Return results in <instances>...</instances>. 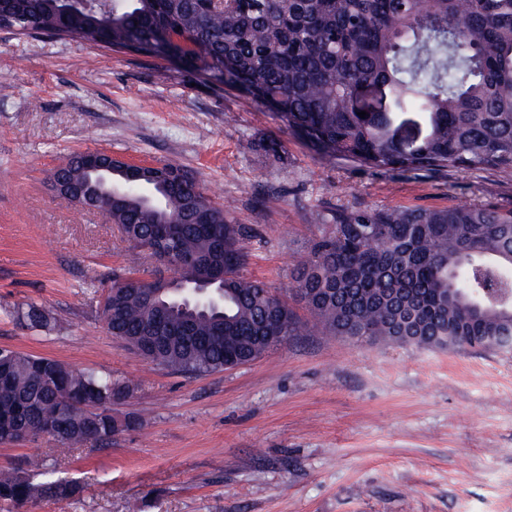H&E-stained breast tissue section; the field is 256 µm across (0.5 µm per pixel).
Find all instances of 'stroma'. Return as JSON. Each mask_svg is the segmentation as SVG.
<instances>
[{
    "instance_id": "stroma-1",
    "label": "stroma",
    "mask_w": 512,
    "mask_h": 512,
    "mask_svg": "<svg viewBox=\"0 0 512 512\" xmlns=\"http://www.w3.org/2000/svg\"><path fill=\"white\" fill-rule=\"evenodd\" d=\"M193 81L165 61L0 30V348L126 382L112 411L141 422L106 445L0 443V469L41 459L81 487L0 512H512V353L309 328L250 364L197 375L109 332L113 275L164 266L51 191V170L75 152L186 170L250 228L244 274L302 319L294 269L336 211L512 209V178L495 170L375 172L321 154L237 91ZM31 305L46 325L19 319Z\"/></svg>"
}]
</instances>
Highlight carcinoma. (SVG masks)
Segmentation results:
<instances>
[{"label":"carcinoma","mask_w":512,"mask_h":512,"mask_svg":"<svg viewBox=\"0 0 512 512\" xmlns=\"http://www.w3.org/2000/svg\"><path fill=\"white\" fill-rule=\"evenodd\" d=\"M24 35L69 36L93 46L169 61L175 36L191 45L196 77L276 112L317 151L373 171L494 169L512 177V0H110L101 12L65 15L60 0H11ZM382 110L361 118L364 89ZM83 153L56 180L91 190ZM129 190L112 223L135 248L171 243L172 276L115 281L108 329L143 358L184 373L250 363L297 335L288 301L243 274L248 229L189 176ZM224 267V299L196 307L185 288ZM488 277L512 282V210L340 211L300 261L293 291L327 336L419 349L499 350L512 336V304L480 301ZM170 289L156 301L162 282ZM456 289V296L448 289ZM130 387L40 355L0 348V432L61 423L62 447L107 443L139 425L112 415ZM64 477L41 483L23 468L0 471V500L69 499Z\"/></svg>","instance_id":"cac0c4a2"}]
</instances>
